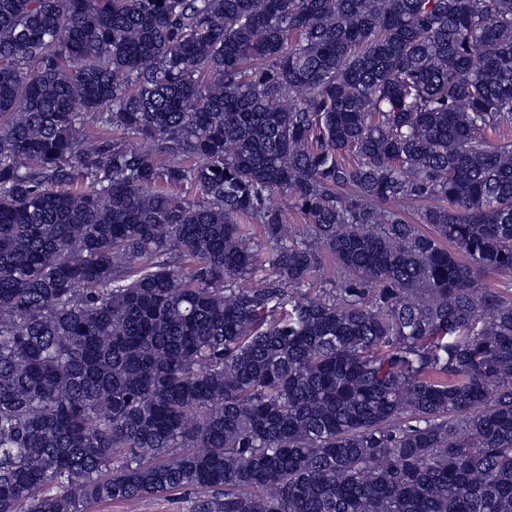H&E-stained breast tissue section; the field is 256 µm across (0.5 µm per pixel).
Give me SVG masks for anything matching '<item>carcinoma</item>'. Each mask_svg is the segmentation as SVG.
I'll return each mask as SVG.
<instances>
[{"label":"carcinoma","instance_id":"obj_1","mask_svg":"<svg viewBox=\"0 0 512 512\" xmlns=\"http://www.w3.org/2000/svg\"><path fill=\"white\" fill-rule=\"evenodd\" d=\"M508 124L512 0H0V512H512ZM196 497L194 491L186 490L166 497L143 500L134 511L125 503L108 502L97 505L92 512H194Z\"/></svg>","mask_w":512,"mask_h":512}]
</instances>
